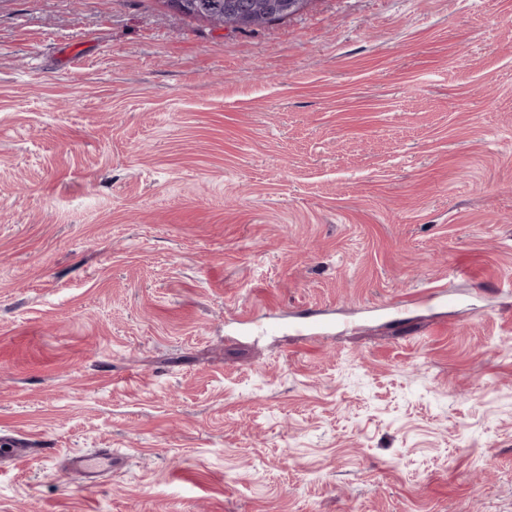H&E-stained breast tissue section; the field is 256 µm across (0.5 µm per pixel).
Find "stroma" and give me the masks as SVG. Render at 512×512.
I'll list each match as a JSON object with an SVG mask.
<instances>
[{"mask_svg":"<svg viewBox=\"0 0 512 512\" xmlns=\"http://www.w3.org/2000/svg\"><path fill=\"white\" fill-rule=\"evenodd\" d=\"M2 439L0 512H512V0H0ZM215 4V9L221 14H224V27H231L234 29H240V28H248L249 24V18L246 17H238L236 18L239 22V27H234L232 25H228L232 23V20L234 18V15L237 13V11L231 9L229 5L231 4H237V3H244L248 5V11L247 14L250 15V18L252 19V27L251 28H257V27H263L266 24L275 21L280 20L283 18H286L288 15H277L281 11L280 8H278V5L280 4L276 0H212ZM66 463L68 472L83 479L87 485H94L100 476L112 473V451L100 448L93 453H72Z\"/></svg>","mask_w":512,"mask_h":512,"instance_id":"stroma-1","label":"stroma"}]
</instances>
